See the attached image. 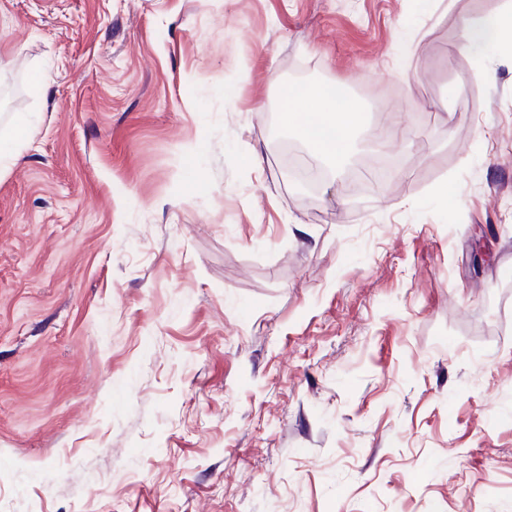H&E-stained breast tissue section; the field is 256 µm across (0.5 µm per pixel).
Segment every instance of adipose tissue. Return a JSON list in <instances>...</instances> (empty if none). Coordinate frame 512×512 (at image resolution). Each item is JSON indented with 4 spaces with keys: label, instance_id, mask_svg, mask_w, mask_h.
I'll return each mask as SVG.
<instances>
[{
    "label": "adipose tissue",
    "instance_id": "obj_1",
    "mask_svg": "<svg viewBox=\"0 0 512 512\" xmlns=\"http://www.w3.org/2000/svg\"><path fill=\"white\" fill-rule=\"evenodd\" d=\"M460 51L512 50V15L468 22ZM280 99L290 133L306 142L330 167L345 164L353 136L362 123L356 105L337 99L318 87L282 85Z\"/></svg>",
    "mask_w": 512,
    "mask_h": 512
}]
</instances>
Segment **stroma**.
I'll list each match as a JSON object with an SVG mask.
<instances>
[{
	"label": "stroma",
	"mask_w": 512,
	"mask_h": 512,
	"mask_svg": "<svg viewBox=\"0 0 512 512\" xmlns=\"http://www.w3.org/2000/svg\"><path fill=\"white\" fill-rule=\"evenodd\" d=\"M510 11L0 0V512H512ZM286 81L396 180L302 188ZM487 49H510L512 55V13L502 19L471 21L465 25L458 50L468 53ZM32 134L33 127L31 124L23 121L16 126L13 137L9 142H3L2 139H0L1 166L18 155L19 151L24 147L26 141Z\"/></svg>",
	"instance_id": "35a3bbf8"
}]
</instances>
